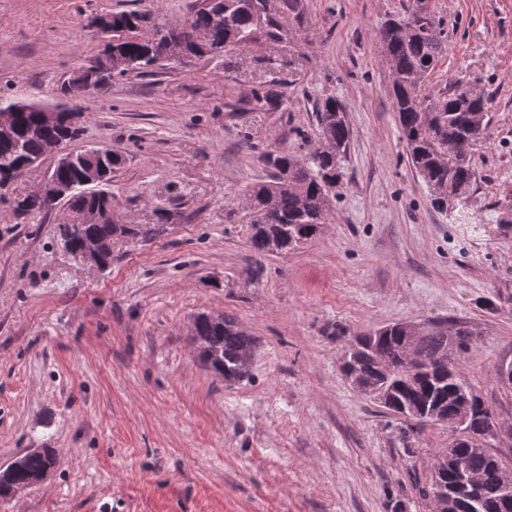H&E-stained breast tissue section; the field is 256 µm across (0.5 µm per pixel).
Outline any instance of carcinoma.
<instances>
[{
  "label": "carcinoma",
  "instance_id": "cac0c4a2",
  "mask_svg": "<svg viewBox=\"0 0 512 512\" xmlns=\"http://www.w3.org/2000/svg\"><path fill=\"white\" fill-rule=\"evenodd\" d=\"M112 18V67L115 75L129 72L150 73L163 66L161 43L179 42L192 53L220 54L244 51L261 44H277L298 38L305 13L302 0H196L185 25L166 29L152 43L142 36L146 22H155L163 14L153 7L108 11ZM375 42L390 63V90L398 112L401 139L416 171L428 185L445 183V187L469 188L475 177L471 154L458 163L445 165L438 150L441 144L470 138L479 141L486 127H475L472 121L479 114H488L489 93L470 83L454 82L441 96L423 101L419 97L421 81L438 65L446 50L442 20L430 9V0H410L403 12L385 19L374 31ZM104 85L90 74L75 70L62 82L58 95L30 104L17 112L15 129L0 136V176L17 172L27 163L44 154L49 141L71 140L78 128L49 125L42 112L54 108L67 113L75 107L74 100L88 90ZM285 94L265 85L252 87L245 103L261 112H273L283 103ZM316 121L319 139L334 142L338 152L328 153L314 146L305 155L287 149L265 152L261 159L271 170L268 180L250 184L245 194L261 216L250 225L249 241L259 256L296 250L314 238V229L333 217L332 180L342 178L341 160L346 153L350 129L343 103L328 97L318 106ZM78 165L59 169L56 177L74 186L61 203L62 213L57 225L60 245L77 254L84 241L94 239L103 246L101 269L112 266V245L120 238H141L150 241L166 230L164 224H114L106 219L96 224L83 222L84 215L102 206V199L82 186L79 173L86 165L104 166L114 177L125 163L122 155L113 161L107 156L76 153ZM14 211L21 218L35 217L53 210V204L36 193L20 194L13 199ZM193 341L204 367L228 383L249 376L255 355L256 341L241 328L229 313L198 314L193 323ZM361 344L349 356L348 365L359 372L367 383L388 381V386L403 399L423 407H437L454 418L458 414L459 391H465L482 407V397L460 376L448 368L415 372L403 368L405 346L399 334L371 341L362 334L355 337ZM400 366L387 378L377 368L372 353ZM424 360L434 363L448 359V340L434 332L426 335L419 350ZM470 470L480 478L477 491L471 494L470 512H499L503 495L501 471L493 463L488 448L473 444L460 449ZM57 457L51 448H36L22 455L19 465L0 471V500L11 497L15 488L28 483L55 467Z\"/></svg>",
  "mask_w": 512,
  "mask_h": 512
}]
</instances>
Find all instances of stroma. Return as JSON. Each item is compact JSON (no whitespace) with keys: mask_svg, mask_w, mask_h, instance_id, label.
<instances>
[{"mask_svg":"<svg viewBox=\"0 0 512 512\" xmlns=\"http://www.w3.org/2000/svg\"><path fill=\"white\" fill-rule=\"evenodd\" d=\"M407 0H303L304 41L113 77L77 104L71 150L126 158V224L110 269L60 248L56 213L22 220L0 191V467L52 448L54 470L0 512H432L416 482L446 427L416 426L355 391L340 361L362 333L445 322L472 334L462 378L512 426V0H433L448 52L420 93L454 81L492 95L476 179L449 210L412 167L373 31ZM139 0H0V96L39 101L102 48L90 21ZM286 94L250 112L257 83ZM337 97L350 141L334 218L297 250L257 255L244 189L262 153H306L315 100ZM233 313L259 342L248 379L206 371L200 312Z\"/></svg>","mask_w":512,"mask_h":512,"instance_id":"stroma-1","label":"stroma"}]
</instances>
